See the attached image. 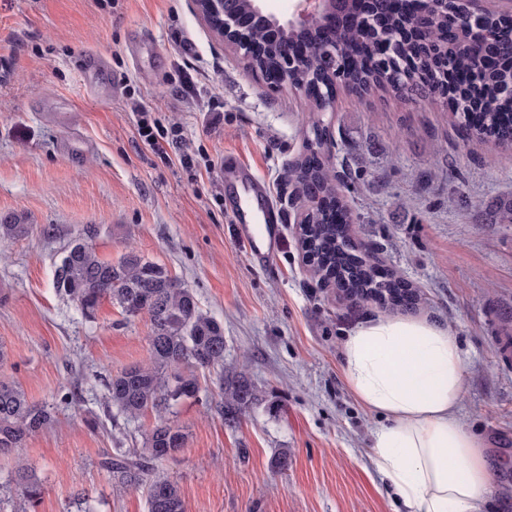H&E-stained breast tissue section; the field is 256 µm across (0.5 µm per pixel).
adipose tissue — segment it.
<instances>
[{"label": "adipose tissue", "instance_id": "ef3b65f1", "mask_svg": "<svg viewBox=\"0 0 512 512\" xmlns=\"http://www.w3.org/2000/svg\"><path fill=\"white\" fill-rule=\"evenodd\" d=\"M343 375L383 416L372 462L406 512H481L492 490L481 449L460 423L463 360L451 329L427 318H376L346 338Z\"/></svg>", "mask_w": 512, "mask_h": 512}]
</instances>
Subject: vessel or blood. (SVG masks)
Instances as JSON below:
<instances>
[{"label": "vessel or blood", "mask_w": 512, "mask_h": 512, "mask_svg": "<svg viewBox=\"0 0 512 512\" xmlns=\"http://www.w3.org/2000/svg\"><path fill=\"white\" fill-rule=\"evenodd\" d=\"M226 186L235 199L232 223L238 242L252 257L268 258L281 241V227L272 210L266 183L237 159H229L224 171Z\"/></svg>", "instance_id": "1"}]
</instances>
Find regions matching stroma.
I'll use <instances>...</instances> for the list:
<instances>
[{
	"label": "stroma",
	"mask_w": 512,
	"mask_h": 512,
	"mask_svg": "<svg viewBox=\"0 0 512 512\" xmlns=\"http://www.w3.org/2000/svg\"><path fill=\"white\" fill-rule=\"evenodd\" d=\"M94 52L99 73L86 67ZM306 103L299 90L268 91L191 0H0V214L33 226L0 249V382L60 420L0 456V512H69L79 492L95 512H147L144 492L113 486L102 461L155 422L104 405L109 376L147 362L150 323L108 300L86 318L54 287L68 243L91 224L103 260L132 248L192 288L224 327L225 370L247 369L273 404L227 427L201 374L176 417L186 445L158 465L186 512H398L371 460L380 419L342 363L348 333L389 310L321 286L288 205V171L308 152ZM144 110L159 150L138 133ZM324 122L322 158L352 183L340 195L357 244L417 290L404 317L447 324L458 341V416L494 485L485 512H512V358L501 342L512 229L482 209L512 195V149L467 137L439 102L373 91L338 90ZM228 154L266 181L279 211L283 247L267 265L230 233ZM433 167L440 176L427 179ZM21 461L42 482L33 506L14 483Z\"/></svg>",
	"instance_id": "obj_1"
}]
</instances>
